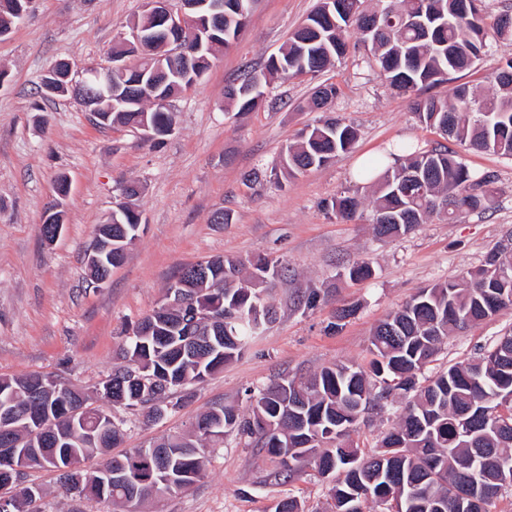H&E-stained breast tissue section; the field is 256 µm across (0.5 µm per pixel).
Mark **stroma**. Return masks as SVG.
<instances>
[{"label": "stroma", "mask_w": 512, "mask_h": 512, "mask_svg": "<svg viewBox=\"0 0 512 512\" xmlns=\"http://www.w3.org/2000/svg\"><path fill=\"white\" fill-rule=\"evenodd\" d=\"M318 0H258L239 41L190 90L176 98L174 130L162 143L119 124H98L66 96L43 98L44 74L62 58L78 65L106 62L115 36L142 12V0H35L28 17L0 38V375L34 372L62 377L94 393L111 373L116 351L134 324L157 308L167 284L188 264L213 256L280 259L281 277L263 284L277 319L248 351L183 395L175 413L151 420L140 407L116 406L126 431L124 450L186 429L216 403L247 411L249 394L283 378L305 377L336 363L368 367L373 328L420 288L454 280L484 264L512 233V158L469 152L476 176H492L496 206L448 223L432 220L392 240L377 239L371 212L350 224L326 210L336 193L365 189L357 178L368 160L398 143L429 148L439 141L422 126L407 99L379 76L368 51L356 48L324 72L339 95L333 115L359 129L355 147L327 166L287 175L280 157L297 132L317 124L306 109L314 83L274 80L265 103L239 115L224 104L225 87L245 67L262 68ZM512 60V38L493 40L487 56L437 87L450 96L458 84L487 94L491 72ZM260 167L272 176L247 180ZM66 178L61 235L46 241L43 214ZM138 184L130 205L140 216L139 237L99 286L89 281L84 255L97 225L106 223L121 189ZM230 221L216 224L215 212ZM369 261L372 275L354 282L348 270ZM317 291L314 308L299 305ZM354 313L337 320L336 310ZM512 312L448 337L423 376L468 359L504 334ZM402 401L371 413L352 432L363 451L378 450L398 422ZM207 477L192 487L149 500L143 512H274L285 498L304 512H327L329 479L312 468L286 478L278 461L249 438H225L211 449ZM25 482L44 494L38 512H118L111 501L64 495L55 473L30 469Z\"/></svg>", "instance_id": "35a3bbf8"}]
</instances>
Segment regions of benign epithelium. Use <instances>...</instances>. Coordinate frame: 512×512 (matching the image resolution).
Returning a JSON list of instances; mask_svg holds the SVG:
<instances>
[{
	"mask_svg": "<svg viewBox=\"0 0 512 512\" xmlns=\"http://www.w3.org/2000/svg\"><path fill=\"white\" fill-rule=\"evenodd\" d=\"M34 0H0V37L10 33L18 22L27 15ZM171 0H144V12L155 16L162 25L157 33H144L133 26L121 34V39L131 38L140 48L146 58L160 54L170 58H181L184 62V72L192 75L193 51L183 47L184 34L192 32L197 37L211 35L215 29L214 22L224 17V0H179V6L171 7ZM128 63L110 62L100 66L76 67L68 60L58 61L47 73L52 78L47 90L56 92L54 80H61V86L66 93L78 99L97 118L107 121L108 116L98 111L94 106L97 99L104 97V93L111 88L109 78L112 74L125 72ZM97 84V95L87 97L84 91L89 84Z\"/></svg>",
	"mask_w": 512,
	"mask_h": 512,
	"instance_id": "benign-epithelium-1",
	"label": "benign epithelium"
}]
</instances>
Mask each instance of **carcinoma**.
<instances>
[{"label": "carcinoma", "instance_id": "1", "mask_svg": "<svg viewBox=\"0 0 512 512\" xmlns=\"http://www.w3.org/2000/svg\"><path fill=\"white\" fill-rule=\"evenodd\" d=\"M224 0V22L217 31L218 45L196 54L198 74H205L239 38L244 25ZM364 0H319L317 9L291 34L264 68L248 70L240 83L228 85L227 102L237 112H250L264 100V87L274 77L292 80L316 78L332 62L345 56L351 30L367 48L381 76L404 94L413 96L419 122L439 132L458 149L512 156V61L493 72V91L485 96L458 86L452 97L430 93L450 80L454 72L472 68L485 53L489 35L503 37L502 15L488 31L481 0H376L372 9ZM167 82L163 92L176 97L193 86L184 79L175 59L164 60ZM337 87L321 83L307 101L311 111L328 110ZM140 88L112 87V97L101 103L110 122L134 126L141 114L157 128L159 144L174 125L165 104L147 107ZM358 130L340 118L328 116L302 129L286 146L281 167L290 175L319 169L336 155L353 148ZM458 149L439 143L429 150L399 144L396 150L362 166L358 178L373 183L370 200L376 235L392 238L410 233L436 216L458 221L490 210L495 189L488 176L473 175L460 160ZM338 219L353 221L362 215L364 201L343 190L327 204ZM139 217L124 203L112 210V223L100 225L95 235L112 237V248L99 255L100 268L124 261L137 237ZM252 279L264 283L279 273L280 262L267 256L244 261L237 257L207 260L202 277L183 267L175 283L188 284L194 304L211 307V322L188 329V310L159 308L137 322L121 348L123 364L112 369L102 383L98 399L108 405L142 406L149 417L160 419L178 407L173 391L204 382L239 357L252 337L271 322L276 311L261 291L243 286V265ZM512 310V248L497 245L485 264L451 281L420 289L387 316L370 339L373 359L369 371L345 364L324 367L302 382L284 381L261 392L248 413L222 403L213 405L191 423L190 429L129 452L110 455L123 440L121 424L112 413L89 403L90 397L44 374L0 375V413L17 410L4 440L19 448L41 449V460L27 468H50L66 495L137 503L159 495L164 477L193 485L207 476L206 448L224 444L235 434L255 439L274 458L281 448L290 452L281 462L292 478L310 464L318 472L333 469L336 481L329 489V512H344L357 496L356 512L372 503L384 512H460L456 503L468 492L470 471L480 473L482 487L468 512H490L495 500L512 489V468H500L492 458L500 455L512 465V338L497 340L479 356L439 372L428 384L418 373L432 361L443 339L480 321ZM398 381L399 393L411 395L394 431L381 440L380 450L362 455L350 439L364 414L381 411L394 399L387 381ZM498 410V428L485 425V412ZM48 422L52 434H34L35 419ZM77 454L86 460L102 456L117 470L129 469L134 481L115 480L112 492L101 493L98 474L65 470V458ZM363 463L350 470L351 459ZM419 484V491L399 499L379 490L389 474Z\"/></svg>", "mask_w": 512, "mask_h": 512}]
</instances>
